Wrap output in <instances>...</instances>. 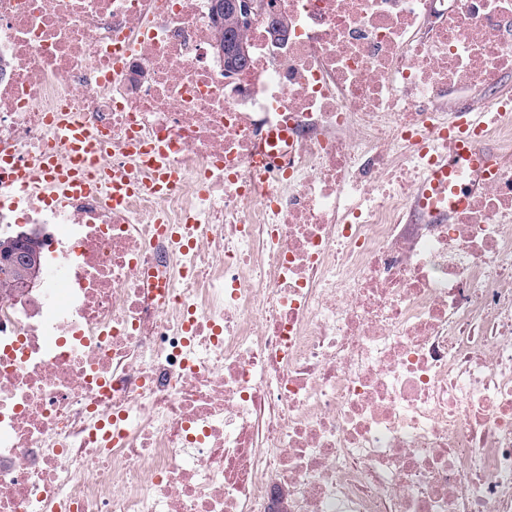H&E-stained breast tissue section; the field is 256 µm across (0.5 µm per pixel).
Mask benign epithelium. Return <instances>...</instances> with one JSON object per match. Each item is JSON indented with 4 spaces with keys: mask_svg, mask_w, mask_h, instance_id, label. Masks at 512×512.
<instances>
[{
    "mask_svg": "<svg viewBox=\"0 0 512 512\" xmlns=\"http://www.w3.org/2000/svg\"><path fill=\"white\" fill-rule=\"evenodd\" d=\"M258 15L264 17L273 39H288V23L274 12L271 0H212V19L218 27L226 31V48L216 45L214 50L226 59L233 75L243 71L242 62L236 60V54L246 53V46L238 39L237 33L244 31ZM27 243H42L39 229L20 231L15 239L0 243V265L10 268L16 274L10 290L13 296L34 287L40 278L38 264L30 263L26 256L27 249L24 245Z\"/></svg>",
    "mask_w": 512,
    "mask_h": 512,
    "instance_id": "1",
    "label": "benign epithelium"
}]
</instances>
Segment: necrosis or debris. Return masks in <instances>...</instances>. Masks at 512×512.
<instances>
[{
  "label": "necrosis or debris",
  "mask_w": 512,
  "mask_h": 512,
  "mask_svg": "<svg viewBox=\"0 0 512 512\" xmlns=\"http://www.w3.org/2000/svg\"><path fill=\"white\" fill-rule=\"evenodd\" d=\"M274 3L230 79L211 0H0V184L63 118L133 166L0 197L59 270L0 296V512H512V0ZM456 90L504 161L423 224Z\"/></svg>",
  "instance_id": "necrosis-or-debris-1"
}]
</instances>
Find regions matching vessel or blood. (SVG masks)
I'll use <instances>...</instances> for the list:
<instances>
[{
    "label": "vessel or blood",
    "mask_w": 512,
    "mask_h": 512,
    "mask_svg": "<svg viewBox=\"0 0 512 512\" xmlns=\"http://www.w3.org/2000/svg\"><path fill=\"white\" fill-rule=\"evenodd\" d=\"M459 118L457 127L448 132L446 156L421 179L414 193V207L428 224L447 223L466 205L477 180L485 178L496 161L495 154L479 144V134L486 125L485 113L463 112ZM58 140L71 150V166L60 165L54 156H42L19 168L16 182L23 186L45 183L62 193L85 187L88 167L101 161L100 146L88 132L64 124L58 129Z\"/></svg>",
    "instance_id": "obj_1"
}]
</instances>
